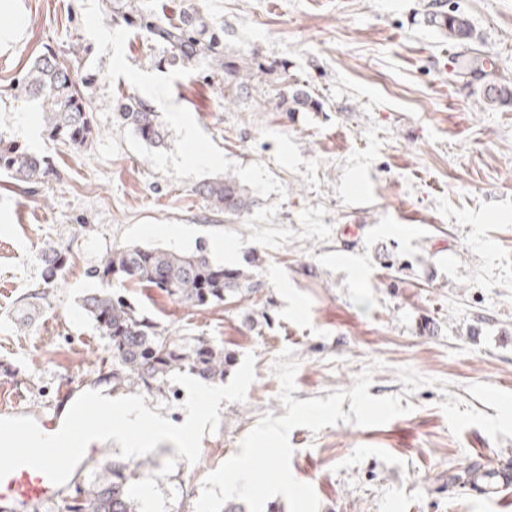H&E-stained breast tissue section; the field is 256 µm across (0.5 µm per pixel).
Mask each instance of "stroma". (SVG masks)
<instances>
[{"label": "stroma", "mask_w": 512, "mask_h": 512, "mask_svg": "<svg viewBox=\"0 0 512 512\" xmlns=\"http://www.w3.org/2000/svg\"><path fill=\"white\" fill-rule=\"evenodd\" d=\"M27 24L0 55V139L48 157L27 185L0 175V396L36 418L63 386L111 393L108 341L81 301L88 270L142 219L227 229L246 240L240 268L261 289L199 312L134 282L124 298L173 337L205 336L256 378L244 403L220 404L196 463L164 441L140 469L155 512H195L205 477L239 450L265 413L286 415L272 367L284 348L298 362L294 399L351 389L365 364L384 367L368 393L400 396L409 414L382 426L294 429L293 476L314 486L320 512H512V492L480 493L486 473L512 461V105H488L490 85L512 81V0H144L168 17L195 7L224 29V53L266 64L246 93L224 101L204 69L176 80L173 99L231 161L264 163L284 193L274 228L299 230L305 207L324 206L330 239L277 248L249 242V212L217 213L199 179L175 180L132 152L109 82V55L83 29L82 0H23ZM432 11L466 15L483 67L459 74L461 45L431 26ZM70 61L85 83L93 136L84 147L49 138L37 104L12 87L44 53ZM128 62L169 73L170 51L131 28ZM288 84L319 96V112L287 113ZM65 254L42 280L46 249ZM266 318H255L257 307Z\"/></svg>", "instance_id": "stroma-1"}]
</instances>
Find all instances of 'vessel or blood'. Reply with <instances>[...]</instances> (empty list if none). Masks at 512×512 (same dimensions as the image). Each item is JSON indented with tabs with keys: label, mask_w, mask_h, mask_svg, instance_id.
Listing matches in <instances>:
<instances>
[{
	"label": "vessel or blood",
	"mask_w": 512,
	"mask_h": 512,
	"mask_svg": "<svg viewBox=\"0 0 512 512\" xmlns=\"http://www.w3.org/2000/svg\"><path fill=\"white\" fill-rule=\"evenodd\" d=\"M67 486L53 484L40 471L23 466L0 480V512H36L39 505L63 499Z\"/></svg>",
	"instance_id": "vessel-or-blood-1"
}]
</instances>
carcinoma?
I'll use <instances>...</instances> for the list:
<instances>
[{"instance_id": "cac0c4a2", "label": "carcinoma", "mask_w": 512, "mask_h": 512, "mask_svg": "<svg viewBox=\"0 0 512 512\" xmlns=\"http://www.w3.org/2000/svg\"><path fill=\"white\" fill-rule=\"evenodd\" d=\"M103 7L124 21L137 17L143 29L157 42L172 51L171 61L184 65L207 60L215 72L224 76L228 93L246 88L249 78L265 70L261 62L243 65L224 59V38L211 29L192 10L177 22L155 13L139 10L136 0H105ZM429 22L446 30L448 37L462 44L472 38V26L461 13L436 12ZM18 98L42 101V120L49 137L73 146H82L92 136L89 106L81 85L74 77L70 63L48 55L34 59L22 83L15 87ZM491 105L512 104V84L497 83L487 91ZM291 112H319L323 103L303 87L283 90L276 108L287 104ZM117 115L142 140L156 144L162 140L158 115L135 96L121 98ZM0 174L14 180L38 184L49 176L48 162L11 143L0 141ZM197 194L217 212L236 215L249 209L248 191L226 175L206 182ZM89 276L108 283L131 280L147 288H156L175 301L198 311L224 304L228 297L241 299L257 293L261 286L253 277L237 269L228 271L214 262L203 248L187 253L123 246L112 250L107 260L90 271ZM85 314L109 340L112 370L107 380L114 387H137L148 394L164 392L167 379L176 372L188 370L212 382L224 381L231 363L224 345L211 338L190 341L164 335L158 324L141 314L135 306L114 293L93 291L82 299ZM133 471L124 462L112 461L104 473L94 475L88 483L75 485L73 493L54 512H139L130 481Z\"/></svg>"}]
</instances>
